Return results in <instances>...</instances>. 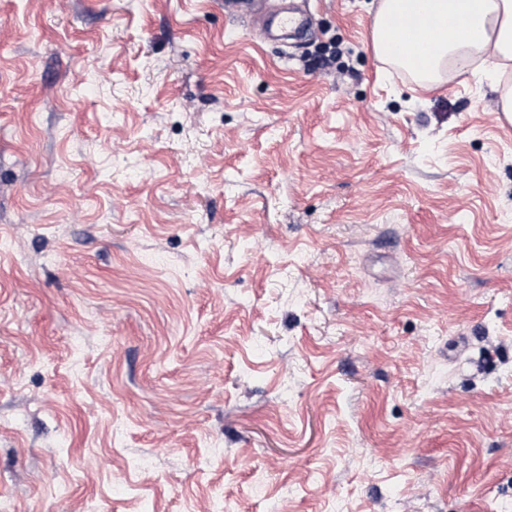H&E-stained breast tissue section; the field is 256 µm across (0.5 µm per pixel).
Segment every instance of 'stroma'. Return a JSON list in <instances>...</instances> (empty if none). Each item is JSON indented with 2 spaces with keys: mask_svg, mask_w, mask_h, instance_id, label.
<instances>
[{
  "mask_svg": "<svg viewBox=\"0 0 512 512\" xmlns=\"http://www.w3.org/2000/svg\"><path fill=\"white\" fill-rule=\"evenodd\" d=\"M374 11L0 0V512H512V132ZM267 2L265 0H226L224 14L232 22H240L250 17L262 24L276 20L284 28H288V24L295 22L288 18V13H283L279 7H271Z\"/></svg>",
  "mask_w": 512,
  "mask_h": 512,
  "instance_id": "35a3bbf8",
  "label": "stroma"
}]
</instances>
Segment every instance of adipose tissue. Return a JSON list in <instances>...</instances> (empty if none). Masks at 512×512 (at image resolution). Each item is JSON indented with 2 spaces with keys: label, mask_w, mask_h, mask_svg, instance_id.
I'll return each mask as SVG.
<instances>
[{
  "label": "adipose tissue",
  "mask_w": 512,
  "mask_h": 512,
  "mask_svg": "<svg viewBox=\"0 0 512 512\" xmlns=\"http://www.w3.org/2000/svg\"><path fill=\"white\" fill-rule=\"evenodd\" d=\"M459 14L469 28L470 37L441 35L435 40L431 56L433 69L424 72L427 81H435L437 66L443 60L458 64L457 75L478 73L476 59L494 57L499 71L493 82L499 83L501 111L512 112V87L502 85L501 72L512 64V0H379L372 29V46L376 56L392 65L406 66L412 57L410 49L392 53L390 21L393 16L411 20L421 14L442 19L448 14Z\"/></svg>",
  "instance_id": "obj_1"
}]
</instances>
